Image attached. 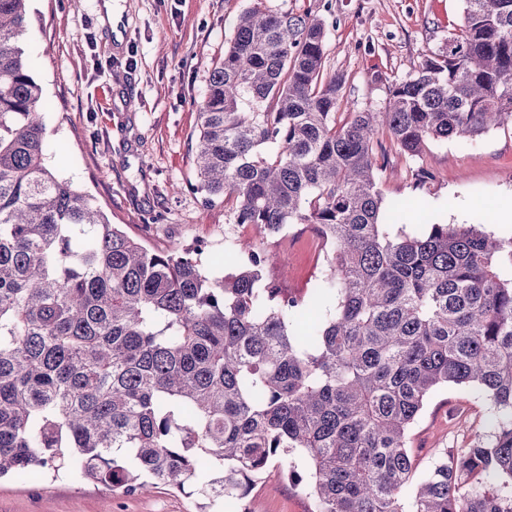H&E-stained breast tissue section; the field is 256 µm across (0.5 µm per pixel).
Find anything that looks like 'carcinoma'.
Listing matches in <instances>:
<instances>
[{"label":"carcinoma","mask_w":512,"mask_h":512,"mask_svg":"<svg viewBox=\"0 0 512 512\" xmlns=\"http://www.w3.org/2000/svg\"><path fill=\"white\" fill-rule=\"evenodd\" d=\"M28 0H0V478L69 472L243 509L297 453L313 512H512V237L480 224L389 235L383 139L411 157L512 124V0L464 24L415 75H381L382 110L343 112L325 20L261 7L211 70L199 189L269 237L328 246L309 298L244 243L155 251L47 165L42 88L20 46ZM486 400L487 431L440 448L412 483L410 429L431 394Z\"/></svg>","instance_id":"carcinoma-1"}]
</instances>
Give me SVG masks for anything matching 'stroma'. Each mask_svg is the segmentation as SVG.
Wrapping results in <instances>:
<instances>
[{"instance_id":"1","label":"stroma","mask_w":512,"mask_h":512,"mask_svg":"<svg viewBox=\"0 0 512 512\" xmlns=\"http://www.w3.org/2000/svg\"><path fill=\"white\" fill-rule=\"evenodd\" d=\"M328 72L348 77L344 93L357 109L384 107L386 92L375 75L402 79L417 70L463 23V0H266L267 7L323 15ZM102 0H29L24 49L43 90L42 119L53 172L88 192L110 221L150 248L169 250L207 241L211 255L236 250L241 238L278 257L266 273L285 292L307 296L322 287V254L314 232L291 225L287 242L257 229L238 230L223 200L198 192L193 163L197 104L212 64L224 55L237 16L252 0H119L126 38L113 43L99 13ZM434 178L415 186L412 170ZM378 187L385 202H410L389 234L414 233L418 225L479 224L512 235V128L489 130L467 142L436 141L411 157L390 153ZM489 406L456 387L436 390L413 425L408 446L416 475L441 448L470 441ZM249 512H312L295 457L274 460L247 499ZM0 512H195V502L159 486L122 495L73 476L32 474L0 479Z\"/></svg>"}]
</instances>
